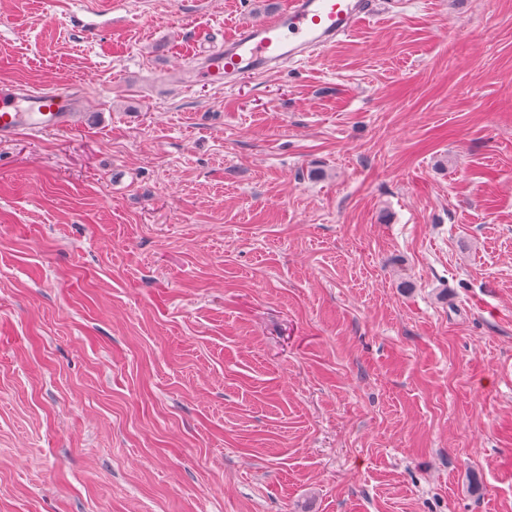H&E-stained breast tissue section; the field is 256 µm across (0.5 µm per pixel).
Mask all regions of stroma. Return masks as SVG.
Instances as JSON below:
<instances>
[{"mask_svg":"<svg viewBox=\"0 0 512 512\" xmlns=\"http://www.w3.org/2000/svg\"><path fill=\"white\" fill-rule=\"evenodd\" d=\"M0 0V512H512V0ZM376 10L374 0H290L272 20H259L226 39L199 73L207 82L233 84L311 60L347 37ZM69 91L35 90L26 84L0 88V141L26 131L33 136L72 129L78 120Z\"/></svg>","mask_w":512,"mask_h":512,"instance_id":"stroma-1","label":"stroma"}]
</instances>
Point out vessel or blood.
<instances>
[{
    "mask_svg": "<svg viewBox=\"0 0 512 512\" xmlns=\"http://www.w3.org/2000/svg\"><path fill=\"white\" fill-rule=\"evenodd\" d=\"M376 9L375 0H289L276 18L245 26L208 57L200 77L233 84L315 58L347 37ZM79 114L71 93L25 84L0 88V141L19 132L38 136L73 128Z\"/></svg>",
    "mask_w": 512,
    "mask_h": 512,
    "instance_id": "vessel-or-blood-1",
    "label": "vessel or blood"
}]
</instances>
